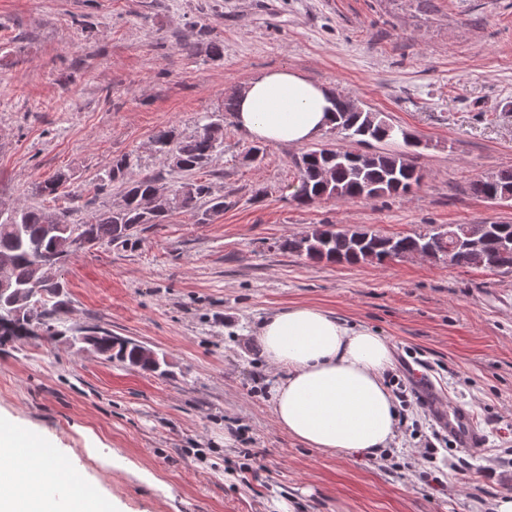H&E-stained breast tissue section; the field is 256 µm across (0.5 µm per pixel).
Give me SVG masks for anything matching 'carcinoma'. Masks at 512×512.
<instances>
[{
  "label": "carcinoma",
  "mask_w": 512,
  "mask_h": 512,
  "mask_svg": "<svg viewBox=\"0 0 512 512\" xmlns=\"http://www.w3.org/2000/svg\"><path fill=\"white\" fill-rule=\"evenodd\" d=\"M332 105L334 127L343 138L359 144L394 140L397 126L379 113L355 111L343 99L332 101ZM153 142L156 152L171 170L192 175L207 168L213 153L224 143V122L205 123L187 138L178 137L171 129H161L154 134ZM293 165L297 171L294 198L301 205L323 199L350 201L407 195L423 180V173L409 151L380 152L370 160L357 151L324 145L301 152L293 158ZM128 167L127 158L121 157L113 161L108 175L109 182L123 185L122 207L94 213L83 224L69 223L64 212L51 215L39 207H23L11 220L0 221V254L12 258L11 277L17 287L13 295L0 294V320L17 323L10 331H0L1 345L28 337L51 343L56 337L66 335L59 329L66 302L61 299V284L55 280L58 268H40L51 253L64 245L66 236L49 235L46 225L58 224L69 234L78 230L101 244L126 243L139 227L166 223L174 209L197 215L201 223L207 221V216L224 211V197L212 195L209 183L198 179L178 185L185 191L182 202L158 198L148 211L144 202L154 196L158 178L144 175L129 180L126 178ZM469 189L473 195L494 203L504 201L506 196L512 198V170L477 178ZM36 193L54 198L71 195L59 177L38 184ZM465 230V225L455 224L448 226L446 234L426 231L387 236L365 229L321 225L282 242L280 248L312 261L348 265L381 264L427 249L435 258L445 256L450 265L512 271V246L505 249L499 243L501 239H512V224L489 225L487 246L476 252L461 242ZM90 347L110 362L144 372L162 374V367L167 365L152 350L107 332H94Z\"/></svg>",
  "instance_id": "obj_1"
}]
</instances>
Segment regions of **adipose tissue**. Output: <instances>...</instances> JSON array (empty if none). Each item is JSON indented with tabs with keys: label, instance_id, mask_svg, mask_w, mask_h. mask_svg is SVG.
<instances>
[{
	"label": "adipose tissue",
	"instance_id": "1",
	"mask_svg": "<svg viewBox=\"0 0 512 512\" xmlns=\"http://www.w3.org/2000/svg\"><path fill=\"white\" fill-rule=\"evenodd\" d=\"M332 92L282 68L253 77L237 97L234 121L250 139L304 145L332 124ZM265 359L279 373L273 387L277 425L307 447L370 457L396 435L398 413L383 375L391 365L387 341L323 309L298 305L266 319ZM0 512H55L40 492L48 473L37 439L16 440L0 429ZM28 494H18L19 486Z\"/></svg>",
	"mask_w": 512,
	"mask_h": 512
}]
</instances>
